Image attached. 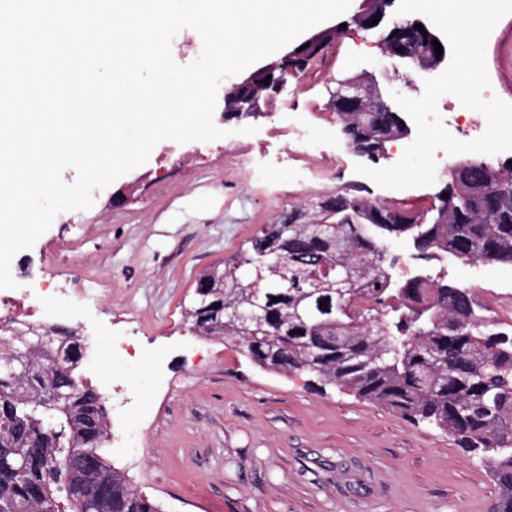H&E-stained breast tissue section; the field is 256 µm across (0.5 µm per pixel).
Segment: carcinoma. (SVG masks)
I'll list each match as a JSON object with an SVG mask.
<instances>
[{"label":"carcinoma","instance_id":"carcinoma-1","mask_svg":"<svg viewBox=\"0 0 512 512\" xmlns=\"http://www.w3.org/2000/svg\"><path fill=\"white\" fill-rule=\"evenodd\" d=\"M352 149L377 164L385 138L400 131L401 112H338ZM501 187L490 199L486 184ZM439 205L408 211L344 190L276 217L247 250L215 265L209 315L185 310L196 336L232 342L252 364L276 374L302 370L322 387H339L414 421L427 422L481 454L499 487L493 512H512V327L500 329L475 292L424 267L393 279L399 258L382 254L404 239L412 256L447 252L464 263L512 266V165L468 158L448 173ZM325 304H320V301ZM256 309L260 324L226 312ZM13 367L0 346V512H82L71 496L88 470L97 472V512H160L86 443L83 418L50 401L78 391L87 404L101 394L77 368L58 361L72 331Z\"/></svg>","mask_w":512,"mask_h":512}]
</instances>
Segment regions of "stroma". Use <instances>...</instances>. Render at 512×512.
<instances>
[{
	"label": "stroma",
	"instance_id": "35a3bbf8",
	"mask_svg": "<svg viewBox=\"0 0 512 512\" xmlns=\"http://www.w3.org/2000/svg\"><path fill=\"white\" fill-rule=\"evenodd\" d=\"M340 20L333 59L288 75L258 116L228 121L219 111L226 137L160 142L147 163L96 190L90 209L59 213L11 267L12 296L55 289L44 320L99 334L78 368L89 384L100 386L104 363L120 365L113 342L136 337L144 360L130 366L132 392L152 408L127 413L120 426L140 451L132 457L116 443L103 455L162 512H491L498 497L485 458L446 431L304 372L265 373L185 325L198 273L245 250L260 225L342 188L389 202L384 188L356 183L361 158L339 131L332 94L337 79L366 72L391 76L389 91L417 98L424 79L394 77L382 29L363 30L347 13ZM485 56L493 94L512 102V14L495 26ZM288 102L293 120L321 133L304 155L318 178L295 179L293 159L271 136ZM244 124L256 134H240ZM76 275L96 278L104 294L71 307Z\"/></svg>",
	"mask_w": 512,
	"mask_h": 512
}]
</instances>
